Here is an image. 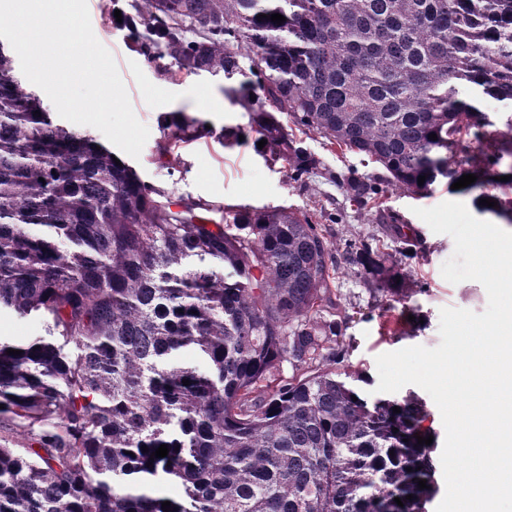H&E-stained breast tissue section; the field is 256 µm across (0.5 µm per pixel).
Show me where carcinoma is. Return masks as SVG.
Listing matches in <instances>:
<instances>
[{"label":"carcinoma","mask_w":512,"mask_h":512,"mask_svg":"<svg viewBox=\"0 0 512 512\" xmlns=\"http://www.w3.org/2000/svg\"><path fill=\"white\" fill-rule=\"evenodd\" d=\"M121 14L173 74L246 77L230 100L249 126L224 144L266 141L293 183L320 172L369 211L474 174L458 193L512 222L497 193L512 179L494 180L512 176V116L501 131L457 90L512 103V0H133ZM161 128L168 151L209 135L180 115ZM299 132L384 174H338ZM111 155L55 122L0 43V311L45 323L27 344L0 339V512H425L424 405L369 401L362 372L336 370L341 264L397 302L412 292L381 240L335 252L325 209L226 207L212 224ZM185 349L206 372L177 362ZM171 477L185 499L157 493Z\"/></svg>","instance_id":"1"}]
</instances>
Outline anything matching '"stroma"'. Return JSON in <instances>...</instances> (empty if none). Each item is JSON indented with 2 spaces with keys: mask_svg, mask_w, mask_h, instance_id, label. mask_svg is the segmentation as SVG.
<instances>
[{
  "mask_svg": "<svg viewBox=\"0 0 512 512\" xmlns=\"http://www.w3.org/2000/svg\"><path fill=\"white\" fill-rule=\"evenodd\" d=\"M87 5L95 37L112 54L133 111L149 129L139 158L129 161L142 180L164 191L172 201L207 206L208 218L217 224L223 223V210L230 206H292L312 214L326 207L342 214L340 223L326 227L330 243L341 245L381 233L380 214L354 210L335 184L313 175L306 186H299L289 182L279 166L265 162L253 143L231 147L219 144L216 136L224 128L248 123L247 112L230 102V82L223 75L208 73L169 78L165 74L168 60L148 61L135 49L126 30L113 20L112 0H87ZM164 113L195 119L210 126L213 134L177 152H164L165 139L159 125ZM305 145L335 171L353 169L363 175L376 171L361 156L327 146L319 134H308ZM455 199L466 205L472 202L470 196H456L442 183L425 194L395 190L385 199L388 211L404 219L416 242L412 253L395 244L389 247L399 268L411 274L414 288L406 301L395 306V314L404 317L398 331L391 333L383 328L379 313L388 299L371 291L358 268L341 269L335 281L339 309L350 318L344 365L365 372L368 380L361 389L369 399L378 397L377 356L411 346L436 347L443 308L480 313L487 307L488 297L481 283L467 280L453 284L443 278L441 266L452 256L454 241L449 235L434 233L414 213L415 208H431Z\"/></svg>",
  "mask_w": 512,
  "mask_h": 512,
  "instance_id": "stroma-1",
  "label": "stroma"
}]
</instances>
